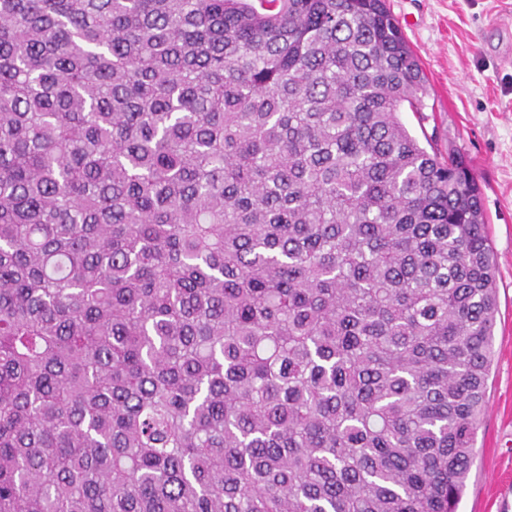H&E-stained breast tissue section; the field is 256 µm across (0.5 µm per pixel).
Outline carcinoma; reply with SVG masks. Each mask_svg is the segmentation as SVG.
I'll return each mask as SVG.
<instances>
[{
    "instance_id": "carcinoma-1",
    "label": "carcinoma",
    "mask_w": 512,
    "mask_h": 512,
    "mask_svg": "<svg viewBox=\"0 0 512 512\" xmlns=\"http://www.w3.org/2000/svg\"><path fill=\"white\" fill-rule=\"evenodd\" d=\"M385 0H0V512H456L498 311Z\"/></svg>"
}]
</instances>
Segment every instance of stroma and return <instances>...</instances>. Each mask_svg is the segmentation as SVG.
Instances as JSON below:
<instances>
[{
    "mask_svg": "<svg viewBox=\"0 0 512 512\" xmlns=\"http://www.w3.org/2000/svg\"><path fill=\"white\" fill-rule=\"evenodd\" d=\"M427 77L426 121L402 110L417 139L470 163L498 256V314L476 453L458 512L512 507V63L493 23L512 0H387Z\"/></svg>",
    "mask_w": 512,
    "mask_h": 512,
    "instance_id": "35a3bbf8",
    "label": "stroma"
}]
</instances>
